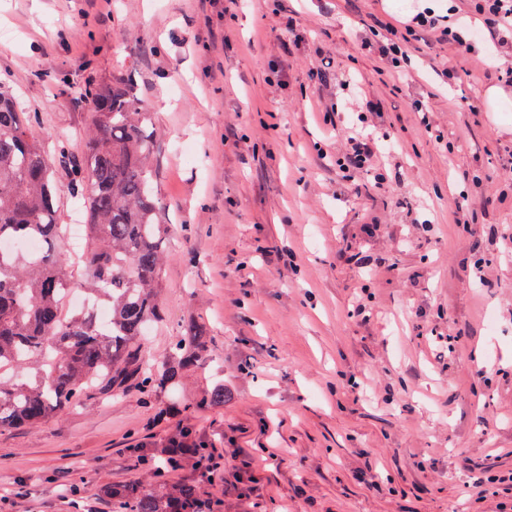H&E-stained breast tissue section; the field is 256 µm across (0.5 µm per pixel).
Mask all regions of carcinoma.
Segmentation results:
<instances>
[{
    "instance_id": "carcinoma-1",
    "label": "carcinoma",
    "mask_w": 512,
    "mask_h": 512,
    "mask_svg": "<svg viewBox=\"0 0 512 512\" xmlns=\"http://www.w3.org/2000/svg\"><path fill=\"white\" fill-rule=\"evenodd\" d=\"M83 96L92 102V124L71 174L87 224L83 249L73 254L47 155L30 135L28 113L0 90V244L14 245L7 254L0 247V429L62 415L89 388L118 392L137 376L144 388H174L187 368L209 357L206 328L193 319L169 355L147 350L146 331L163 320L168 233L152 185L151 117L120 82L90 86ZM32 238L43 243L39 256L20 248ZM76 270L85 294L110 309L108 326L91 308L64 310ZM182 439L203 471L208 446L188 430ZM106 493L122 512H203L192 482Z\"/></svg>"
}]
</instances>
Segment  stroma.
Instances as JSON below:
<instances>
[{
    "label": "stroma",
    "instance_id": "stroma-1",
    "mask_svg": "<svg viewBox=\"0 0 512 512\" xmlns=\"http://www.w3.org/2000/svg\"><path fill=\"white\" fill-rule=\"evenodd\" d=\"M427 6L448 12L0 0V89L49 148L75 247L84 218L60 156L84 149L85 84L125 81L150 112L169 241L147 343L168 350L190 319L210 339L175 393L133 383L0 429V512H114L105 487H148L185 427L223 456L226 482L188 460L169 479L220 503L249 493L254 512H512L511 485L476 487L512 472V87L482 69L481 31L469 53L418 33L401 77L362 45ZM366 102L390 138L349 178L334 127ZM219 382L223 405L202 404Z\"/></svg>",
    "mask_w": 512,
    "mask_h": 512
}]
</instances>
